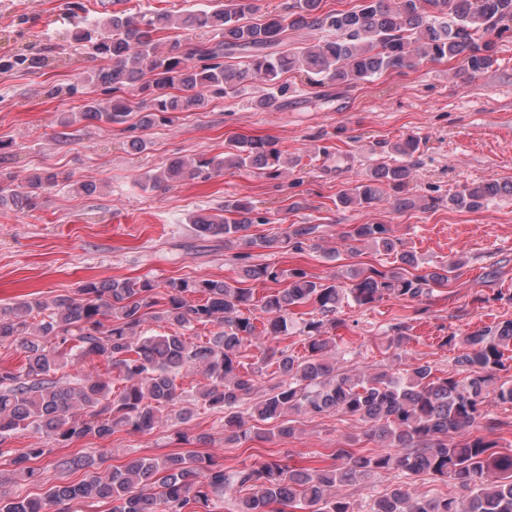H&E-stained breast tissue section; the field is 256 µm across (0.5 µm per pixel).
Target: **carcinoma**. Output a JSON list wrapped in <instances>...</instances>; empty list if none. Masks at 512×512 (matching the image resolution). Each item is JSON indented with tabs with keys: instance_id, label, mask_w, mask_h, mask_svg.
I'll return each instance as SVG.
<instances>
[{
	"instance_id": "obj_1",
	"label": "carcinoma",
	"mask_w": 512,
	"mask_h": 512,
	"mask_svg": "<svg viewBox=\"0 0 512 512\" xmlns=\"http://www.w3.org/2000/svg\"><path fill=\"white\" fill-rule=\"evenodd\" d=\"M252 0H217L209 9L162 12L140 20L112 15L72 40L84 44L103 65L87 82L111 97H90L57 124L66 130L82 123L123 124L136 117L135 129L169 122L172 114L198 112L212 99L236 93L259 81L266 93L256 108H275L288 95L281 82L288 72L302 73L308 84L349 85L387 72L404 73L426 61L453 59L473 79L495 62L491 36L512 29V0H360L349 10L323 9V0H292L288 13L250 21ZM328 30L331 39H316L298 51L288 48V35ZM161 30L195 31L212 38L189 46L175 37L165 51L155 35ZM237 57L238 64L224 59ZM14 65L39 68L46 58L20 53ZM420 139L410 135L387 145L391 161L374 164L365 177L344 190V208L372 206L384 200L385 189L409 182L411 159ZM288 159L272 140L238 139L222 158L176 159L146 177L152 187L226 169L278 170ZM0 170V206L30 209L57 175L31 170L20 183ZM512 195V181L462 185L448 195V206L469 212L490 200ZM398 212L421 207L411 195L394 199ZM258 222L246 201L224 204L222 215L190 218L201 237L224 236V247H243L245 260L254 250L289 244L301 252L319 247V225L291 224L282 236H248ZM344 242L350 251L364 243L393 257L392 266L365 265L346 280L320 278L302 268L288 273V287L261 299L266 314L261 325L246 314L253 306L244 280L279 282L283 271L270 264L241 266L243 279L172 278L163 285L150 279H90L76 296L51 300L24 298L0 308V343L16 342L25 363L18 369L0 367L1 445L12 434L31 431L54 444L88 436L109 437L117 431L145 433L177 413L187 420L192 409L181 405L177 376L193 370L203 377L196 402L224 414V442L237 443L251 421H278L282 438L294 435V415L342 414L366 427L381 449L359 454L338 448L336 464L288 470L272 461L229 475L224 465L197 455L132 456L116 469L102 467L91 455L60 463L64 470H87L78 483L58 482L38 497L0 495V512H67L72 502L107 499L111 512H214L213 497L236 490V512H286L303 506L308 512H351L342 490L380 473L446 478L463 491L460 497H430L395 484L371 500L369 512H512V453L495 440L472 435L460 442L453 436L491 425L488 399L512 403V381L496 383L512 372V320L464 336H444L442 345L460 344L455 370L437 376L428 363L413 364L402 374L381 370L342 371L337 366L326 326L344 301L371 306L384 297L418 299L434 286H445L464 262L452 259L429 274L413 273L418 257L404 248L386 224H357ZM163 291H157V288ZM197 300H191V297ZM311 308L307 354L286 349L271 352L280 380L259 391L258 375L240 361L249 339L277 340L288 334V314ZM44 315L34 324L33 313ZM164 322L176 331L148 335L147 320ZM216 328L208 340L188 341L182 330L192 325ZM77 354L97 358L118 369L124 383L112 392V381L91 372L59 376ZM47 449L34 447L12 460L17 478L38 483L39 469L29 465Z\"/></svg>"
}]
</instances>
